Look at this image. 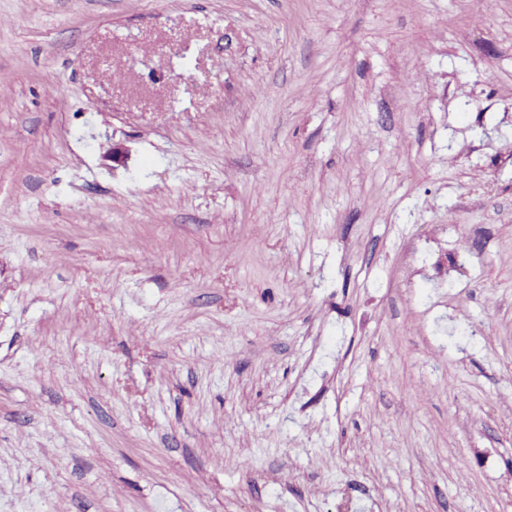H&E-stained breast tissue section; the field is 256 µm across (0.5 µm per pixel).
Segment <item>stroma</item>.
Returning a JSON list of instances; mask_svg holds the SVG:
<instances>
[{"mask_svg": "<svg viewBox=\"0 0 512 512\" xmlns=\"http://www.w3.org/2000/svg\"><path fill=\"white\" fill-rule=\"evenodd\" d=\"M0 512H512V0H0Z\"/></svg>", "mask_w": 512, "mask_h": 512, "instance_id": "1", "label": "stroma"}]
</instances>
